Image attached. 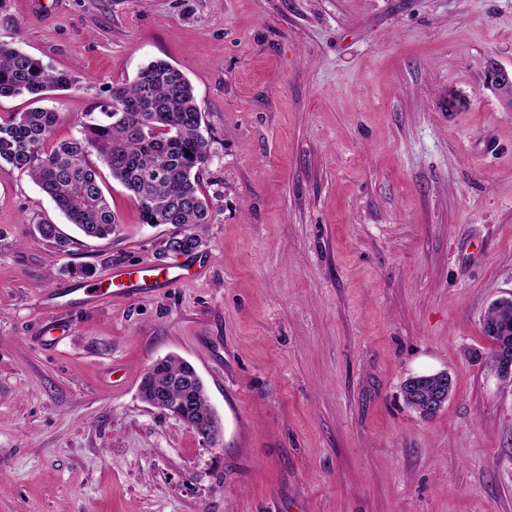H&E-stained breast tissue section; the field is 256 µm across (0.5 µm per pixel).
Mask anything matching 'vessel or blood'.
Here are the masks:
<instances>
[{"instance_id": "obj_1", "label": "vessel or blood", "mask_w": 512, "mask_h": 512, "mask_svg": "<svg viewBox=\"0 0 512 512\" xmlns=\"http://www.w3.org/2000/svg\"><path fill=\"white\" fill-rule=\"evenodd\" d=\"M206 267V261L194 257L162 268L148 265L142 269L118 268L110 272L105 279L97 283L84 285L86 299L93 300L103 296L112 286H120L126 292L136 294L141 291H154L171 286L188 275H198Z\"/></svg>"}]
</instances>
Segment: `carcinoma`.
Returning a JSON list of instances; mask_svg holds the SVG:
<instances>
[{
    "mask_svg": "<svg viewBox=\"0 0 512 512\" xmlns=\"http://www.w3.org/2000/svg\"><path fill=\"white\" fill-rule=\"evenodd\" d=\"M75 83L72 74L54 70L14 42L0 41V98L27 94L39 102L0 115V160L27 171L69 223L100 240L120 233L103 191L107 172L137 203L140 223L173 225L183 254H196L217 205L201 187L210 144L189 79L167 61L151 62L134 81L112 84L96 111L77 122V136L54 143L59 113L43 102ZM37 229L61 249L70 245L53 224ZM192 369L178 358L165 359L157 373L159 391L171 403L192 401L190 419L207 426L213 410L205 390L191 394L185 386Z\"/></svg>",
    "mask_w": 512,
    "mask_h": 512,
    "instance_id": "cac0c4a2",
    "label": "carcinoma"
}]
</instances>
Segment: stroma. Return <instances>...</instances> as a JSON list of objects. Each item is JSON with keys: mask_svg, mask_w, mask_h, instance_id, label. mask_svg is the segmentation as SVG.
Segmentation results:
<instances>
[{"mask_svg": "<svg viewBox=\"0 0 512 512\" xmlns=\"http://www.w3.org/2000/svg\"><path fill=\"white\" fill-rule=\"evenodd\" d=\"M0 40L77 71L57 140L176 65L218 197L202 277L88 305L75 267L162 262L174 226L110 182L121 231L85 237L0 161V512H512L483 331L512 294V112L485 85L512 69V0H0ZM168 355L220 445L140 399ZM439 370L425 419L402 384ZM409 379L427 385L431 391L429 399L424 401L423 406L415 404L414 399H409V406L417 413L432 416L446 406L449 393L452 391V378L448 371L417 374L410 376Z\"/></svg>", "mask_w": 512, "mask_h": 512, "instance_id": "35a3bbf8", "label": "stroma"}]
</instances>
